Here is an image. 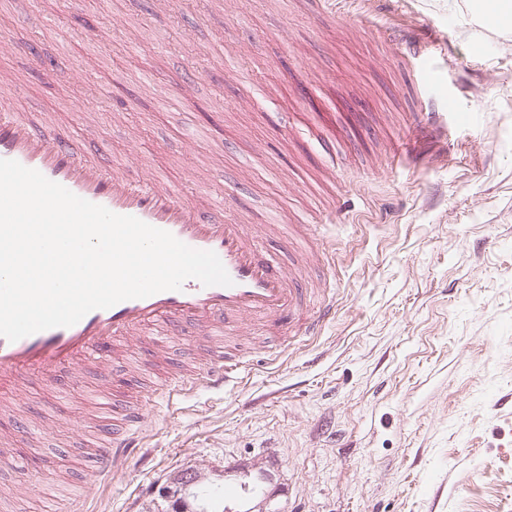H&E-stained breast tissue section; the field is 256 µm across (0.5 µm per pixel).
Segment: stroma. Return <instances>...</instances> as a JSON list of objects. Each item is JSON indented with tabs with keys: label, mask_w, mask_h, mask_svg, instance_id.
<instances>
[{
	"label": "stroma",
	"mask_w": 512,
	"mask_h": 512,
	"mask_svg": "<svg viewBox=\"0 0 512 512\" xmlns=\"http://www.w3.org/2000/svg\"><path fill=\"white\" fill-rule=\"evenodd\" d=\"M360 5L372 28L315 0H0V98L51 115L87 159L223 198L245 223L308 214L302 280L336 307L314 336L225 337L236 382L171 402L135 371L154 325L105 376L75 387L61 369L21 406L72 425L0 464V512H173L159 490L188 467L215 490L265 474L251 512H512V33L465 0ZM452 96L463 116L423 130ZM331 118L345 146L325 187ZM100 387L156 402L130 430L138 455L93 477Z\"/></svg>",
	"instance_id": "35a3bbf8"
}]
</instances>
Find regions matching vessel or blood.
Returning a JSON list of instances; mask_svg holds the SVG:
<instances>
[{
	"label": "vessel or blood",
	"instance_id": "obj_1",
	"mask_svg": "<svg viewBox=\"0 0 512 512\" xmlns=\"http://www.w3.org/2000/svg\"><path fill=\"white\" fill-rule=\"evenodd\" d=\"M0 158L18 161L79 197L165 230L192 248L215 252L232 279L228 287H205L189 279L181 290L96 309L70 327L39 331L14 342L0 336V419L12 423L11 429L0 431L1 463L11 461L13 448L32 428L19 407L23 394L50 383L62 367L105 370L128 341L151 324L165 321L169 334L203 346L198 366L188 373L168 367L161 350L146 364L150 370L166 369L171 384L183 391L223 386L236 372L237 359L225 355L220 344L230 327L257 318L281 336L296 327L312 336L334 308L326 302L319 315L306 313L303 290L291 272L259 247L273 225L241 224L223 203L206 194L184 198L157 174L132 181L118 168L96 165L84 158L77 142L57 139L48 127L33 128L15 105L0 104ZM98 410L116 413L123 425L141 419L138 407L113 405L108 396ZM132 451L129 438L108 433L95 447L96 473L110 472Z\"/></svg>",
	"mask_w": 512,
	"mask_h": 512
}]
</instances>
